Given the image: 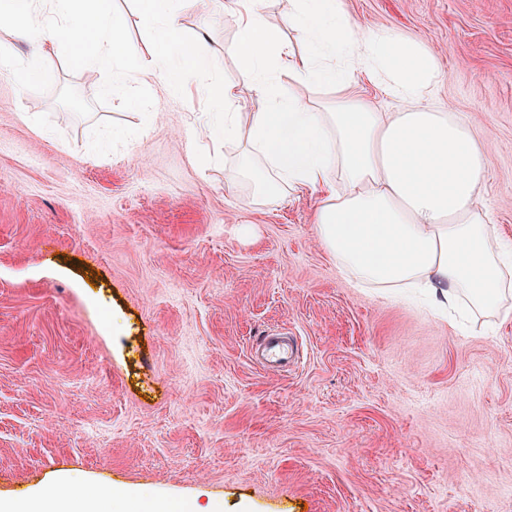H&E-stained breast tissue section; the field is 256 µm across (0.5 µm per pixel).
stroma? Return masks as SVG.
<instances>
[{
	"label": "stroma",
	"instance_id": "35a3bbf8",
	"mask_svg": "<svg viewBox=\"0 0 512 512\" xmlns=\"http://www.w3.org/2000/svg\"><path fill=\"white\" fill-rule=\"evenodd\" d=\"M440 55L431 103L479 135L480 200L512 241V0H346ZM183 32L259 108L234 20L184 0ZM46 62L45 93L0 80V498L61 474L167 497L173 512H512V297L460 324L361 288L317 240L313 195L254 205L213 143L200 79L159 111L81 118L102 73ZM140 133L90 152L92 127ZM249 233H242V225ZM278 327L300 364L250 357Z\"/></svg>",
	"mask_w": 512,
	"mask_h": 512
}]
</instances>
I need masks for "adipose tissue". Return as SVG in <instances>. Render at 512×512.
I'll list each match as a JSON object with an SVG mask.
<instances>
[{"label": "adipose tissue", "mask_w": 512, "mask_h": 512, "mask_svg": "<svg viewBox=\"0 0 512 512\" xmlns=\"http://www.w3.org/2000/svg\"><path fill=\"white\" fill-rule=\"evenodd\" d=\"M229 9L237 27L232 50L263 108L248 111L235 84H225L224 110L208 135L242 147L236 173L252 181L256 203L319 193L318 240L359 284L423 288L437 309L460 302L498 309L512 280L507 251L479 203L485 153L470 126L430 106L438 53L386 27L361 29L344 0H287L302 52L255 0H230ZM278 72L288 74V87L274 82ZM361 77L399 111L361 94ZM317 85L335 91L321 108L310 97ZM170 505L67 474L53 492L0 498V512H170Z\"/></svg>", "instance_id": "adipose-tissue-1"}]
</instances>
